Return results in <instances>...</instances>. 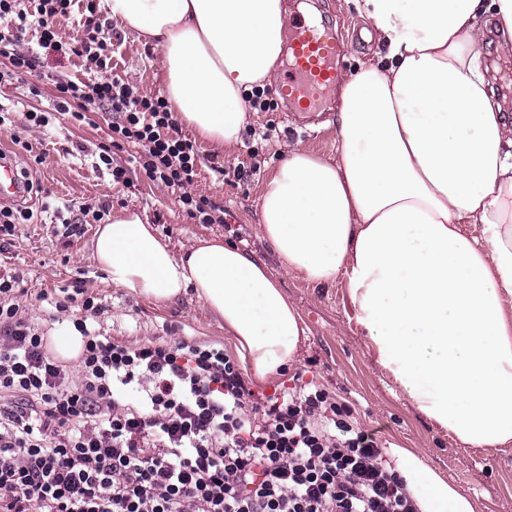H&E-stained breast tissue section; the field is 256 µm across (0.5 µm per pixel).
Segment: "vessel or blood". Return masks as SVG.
Wrapping results in <instances>:
<instances>
[{
	"mask_svg": "<svg viewBox=\"0 0 512 512\" xmlns=\"http://www.w3.org/2000/svg\"><path fill=\"white\" fill-rule=\"evenodd\" d=\"M291 49L288 71L276 83L274 91L291 109L315 113L338 77L336 62L343 47L335 26L305 16H297L290 29ZM23 195V184L15 167L0 164V200Z\"/></svg>",
	"mask_w": 512,
	"mask_h": 512,
	"instance_id": "vessel-or-blood-1",
	"label": "vessel or blood"
}]
</instances>
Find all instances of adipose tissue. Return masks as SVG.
<instances>
[{"mask_svg": "<svg viewBox=\"0 0 512 512\" xmlns=\"http://www.w3.org/2000/svg\"><path fill=\"white\" fill-rule=\"evenodd\" d=\"M104 3L161 50L169 101L194 135L235 149L244 93L278 73L283 0ZM352 3L377 57L336 88L335 157L289 146L264 182L260 233L288 273L343 282L375 364L429 424L495 451L512 444V116L487 52L512 55V0ZM93 257L145 299L193 291L256 384L307 334L267 266L222 240L177 252L130 213L97 228ZM387 454L418 512H476L422 450Z\"/></svg>", "mask_w": 512, "mask_h": 512, "instance_id": "1", "label": "adipose tissue"}]
</instances>
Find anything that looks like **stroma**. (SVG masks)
I'll use <instances>...</instances> for the list:
<instances>
[{
	"mask_svg": "<svg viewBox=\"0 0 512 512\" xmlns=\"http://www.w3.org/2000/svg\"><path fill=\"white\" fill-rule=\"evenodd\" d=\"M316 8L339 30L347 49L340 65L351 71L370 59L376 47L364 40L359 19L349 0H314ZM105 35L111 36L112 72L136 93L166 94L162 79L163 57L159 49L143 44L131 27L117 24L104 5L96 7ZM335 99L310 124H298L282 108L252 109L243 139L232 152L203 146L204 165L187 191L216 201L224 207L220 224H197L186 217L176 194L164 185L139 177L130 192L113 184L95 166L111 131L101 113H89L79 125L30 127L24 138L32 151L14 146L9 132L0 131V150L14 154L18 167L26 168L35 186L24 204L39 209L43 190L61 201L97 206L108 200L112 216L135 213L174 248L197 237H219L264 262L286 288L299 308L308 333L299 347L298 359L288 374L304 373L322 383L339 400L352 405V419L377 430L383 443L422 449L433 466L466 491L478 504V512H512V445L494 452L469 448L432 427L404 402L394 384L372 361L360 336L342 282L314 286L288 274L258 230L259 195L264 180L282 161L284 146L294 143L323 157L336 154ZM43 163H35L36 154ZM223 167L217 179L214 167ZM248 175L237 178L236 172ZM95 225H84L80 234L65 237L58 224L17 225L11 240L0 246V277L22 278L26 289L20 313L42 325L52 336L72 332L71 315L56 311L42 299L76 280L84 281L89 295L102 305L97 326L107 335L130 341L192 336L206 342L224 340V324L210 313L193 293L159 303L115 287L92 258Z\"/></svg>",
	"mask_w": 512,
	"mask_h": 512,
	"instance_id": "1",
	"label": "stroma"
}]
</instances>
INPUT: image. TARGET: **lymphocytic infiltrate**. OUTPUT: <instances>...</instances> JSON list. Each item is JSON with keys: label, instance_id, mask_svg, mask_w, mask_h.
I'll use <instances>...</instances> for the list:
<instances>
[{"label": "lymphocytic infiltrate", "instance_id": "f902f5d3", "mask_svg": "<svg viewBox=\"0 0 512 512\" xmlns=\"http://www.w3.org/2000/svg\"><path fill=\"white\" fill-rule=\"evenodd\" d=\"M76 2L0 0L7 78L39 73L38 49L21 46L31 28L38 48L77 57L88 74L53 78L51 111H27L28 124L111 114L98 160L113 183L132 190L146 177L178 190L195 222L223 223V205L187 191L202 154L166 98L106 76L97 22L80 39H59L54 21ZM130 145L135 171L112 163ZM18 291V279L0 278V512H417L376 432L316 381L298 373L259 394L224 348L104 335L90 326L101 307L80 280L54 301L73 311L82 339L70 366L20 314Z\"/></svg>", "mask_w": 512, "mask_h": 512}]
</instances>
